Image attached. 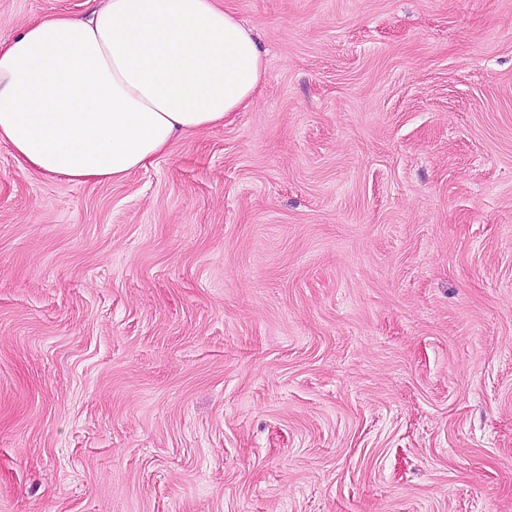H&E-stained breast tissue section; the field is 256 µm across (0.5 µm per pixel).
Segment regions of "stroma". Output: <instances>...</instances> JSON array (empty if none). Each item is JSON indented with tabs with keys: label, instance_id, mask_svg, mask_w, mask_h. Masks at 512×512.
<instances>
[{
	"label": "stroma",
	"instance_id": "1",
	"mask_svg": "<svg viewBox=\"0 0 512 512\" xmlns=\"http://www.w3.org/2000/svg\"><path fill=\"white\" fill-rule=\"evenodd\" d=\"M224 6V126L116 182L0 145V512H512V0Z\"/></svg>",
	"mask_w": 512,
	"mask_h": 512
}]
</instances>
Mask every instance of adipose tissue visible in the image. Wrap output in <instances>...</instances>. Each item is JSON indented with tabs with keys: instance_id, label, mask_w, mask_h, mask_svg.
<instances>
[{
	"instance_id": "adipose-tissue-1",
	"label": "adipose tissue",
	"mask_w": 512,
	"mask_h": 512,
	"mask_svg": "<svg viewBox=\"0 0 512 512\" xmlns=\"http://www.w3.org/2000/svg\"><path fill=\"white\" fill-rule=\"evenodd\" d=\"M264 75L218 0H101L0 43V143L47 175L119 181L178 135L224 124Z\"/></svg>"
}]
</instances>
